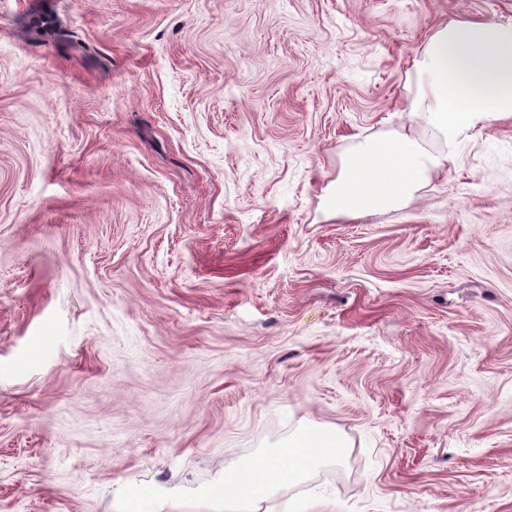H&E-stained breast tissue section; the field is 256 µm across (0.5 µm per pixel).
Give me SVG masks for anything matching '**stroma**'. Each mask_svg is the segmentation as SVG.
Segmentation results:
<instances>
[{"mask_svg": "<svg viewBox=\"0 0 512 512\" xmlns=\"http://www.w3.org/2000/svg\"><path fill=\"white\" fill-rule=\"evenodd\" d=\"M512 0H0V512L201 502L313 432L258 512H512V121L403 107ZM454 164L329 213L356 144ZM186 507L176 497H163L158 495H152L150 497L145 496L138 502L139 512H181Z\"/></svg>", "mask_w": 512, "mask_h": 512, "instance_id": "1", "label": "stroma"}]
</instances>
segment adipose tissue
I'll return each mask as SVG.
<instances>
[{
    "label": "adipose tissue",
    "mask_w": 512,
    "mask_h": 512,
    "mask_svg": "<svg viewBox=\"0 0 512 512\" xmlns=\"http://www.w3.org/2000/svg\"><path fill=\"white\" fill-rule=\"evenodd\" d=\"M418 91L407 106L411 119L425 122L452 145L471 131L512 119V26L495 22L456 23L437 29L418 51ZM449 157L426 150L415 138L357 145L343 159L325 199L336 214L356 217L401 207ZM335 436L313 449L277 452L259 469L239 467L258 494L275 493L282 482L302 481L317 463L334 460Z\"/></svg>",
    "instance_id": "obj_1"
}]
</instances>
